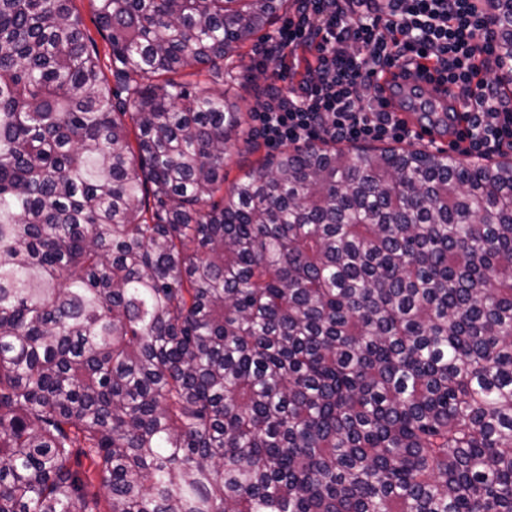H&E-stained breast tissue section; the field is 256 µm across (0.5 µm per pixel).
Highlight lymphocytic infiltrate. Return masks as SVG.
<instances>
[{
  "instance_id": "lymphocytic-infiltrate-1",
  "label": "lymphocytic infiltrate",
  "mask_w": 512,
  "mask_h": 512,
  "mask_svg": "<svg viewBox=\"0 0 512 512\" xmlns=\"http://www.w3.org/2000/svg\"><path fill=\"white\" fill-rule=\"evenodd\" d=\"M487 18L483 0H298L296 15L257 50L280 62L305 55L296 86H271L259 114L262 135L273 145L413 138L408 122L379 110L361 83L414 55L433 61L469 104L458 153L512 151V104L486 77L495 60Z\"/></svg>"
}]
</instances>
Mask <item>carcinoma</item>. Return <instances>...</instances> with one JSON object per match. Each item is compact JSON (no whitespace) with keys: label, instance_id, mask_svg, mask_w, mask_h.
Returning a JSON list of instances; mask_svg holds the SVG:
<instances>
[{"label":"carcinoma","instance_id":"1","mask_svg":"<svg viewBox=\"0 0 512 512\" xmlns=\"http://www.w3.org/2000/svg\"><path fill=\"white\" fill-rule=\"evenodd\" d=\"M286 2L0 0V512H512V160L224 189ZM72 4L76 12L79 13L84 20L87 36L94 41L97 46L101 64H106L107 60L105 56L108 55L109 52L108 46L96 29L89 0H73Z\"/></svg>","mask_w":512,"mask_h":512}]
</instances>
